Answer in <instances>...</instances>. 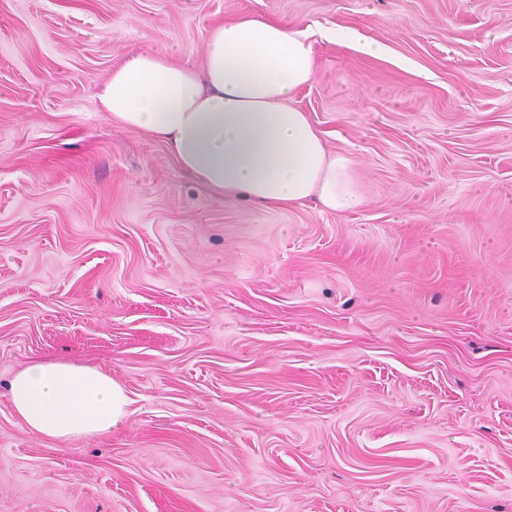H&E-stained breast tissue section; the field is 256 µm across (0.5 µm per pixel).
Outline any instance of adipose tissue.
Wrapping results in <instances>:
<instances>
[{
    "instance_id": "1",
    "label": "adipose tissue",
    "mask_w": 512,
    "mask_h": 512,
    "mask_svg": "<svg viewBox=\"0 0 512 512\" xmlns=\"http://www.w3.org/2000/svg\"><path fill=\"white\" fill-rule=\"evenodd\" d=\"M204 39L199 68L172 62L164 50L114 64L98 96L101 111L164 143L185 175L220 197L359 208L350 158L329 151L293 101L316 73L306 32L241 16L206 28ZM9 391L29 431L50 439L98 436L131 413L124 386L109 373L72 363L32 364L14 375Z\"/></svg>"
}]
</instances>
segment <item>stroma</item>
<instances>
[{"mask_svg":"<svg viewBox=\"0 0 512 512\" xmlns=\"http://www.w3.org/2000/svg\"><path fill=\"white\" fill-rule=\"evenodd\" d=\"M243 15L307 32L359 210L215 196L100 111ZM57 360L127 420L29 432ZM0 512H512V0H0ZM327 39L336 43L355 42L360 49L371 56H379L385 52V47L381 43L375 41L361 40L358 33L352 29L337 26L326 33ZM14 412L29 431L75 441L109 432L131 413L124 386L107 372L66 362L32 364L11 379Z\"/></svg>","mask_w":512,"mask_h":512,"instance_id":"1","label":"stroma"}]
</instances>
